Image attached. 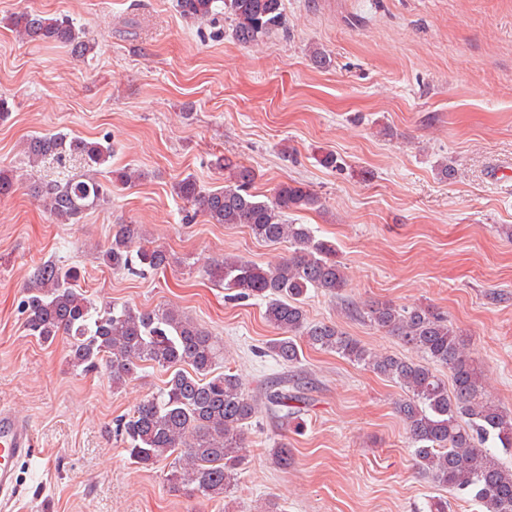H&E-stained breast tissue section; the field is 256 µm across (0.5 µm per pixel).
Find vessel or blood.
I'll use <instances>...</instances> for the list:
<instances>
[{
  "label": "vessel or blood",
  "mask_w": 512,
  "mask_h": 512,
  "mask_svg": "<svg viewBox=\"0 0 512 512\" xmlns=\"http://www.w3.org/2000/svg\"><path fill=\"white\" fill-rule=\"evenodd\" d=\"M34 446L29 421L10 406H0V501L14 497L17 487L15 464L28 458Z\"/></svg>",
  "instance_id": "1"
}]
</instances>
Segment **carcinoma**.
<instances>
[{
    "mask_svg": "<svg viewBox=\"0 0 512 512\" xmlns=\"http://www.w3.org/2000/svg\"><path fill=\"white\" fill-rule=\"evenodd\" d=\"M177 7L194 20L224 11L236 40L245 45L263 41L285 24L284 0H177ZM11 23L24 41L59 43L78 56L92 49L84 31L68 20L22 12ZM112 153L108 138L91 141L63 132L31 136L24 145L30 166L79 168L62 179L34 184V196L57 223H79L108 196L98 174ZM214 166L229 173L224 187L207 190L188 175L176 184V194L212 224H242L260 241L287 242L293 248L289 257L266 268L226 256L205 270L235 298L265 302V318L281 334L267 346L274 359L288 367L299 363L302 340L395 381L407 393L398 412L421 474L437 487L472 497L482 512H512V467L492 451L512 452V411L484 396L480 367L462 334L429 307H370V323L406 349L399 356L372 351L334 323L308 321L304 303L310 290L336 296L347 285L334 244L286 219L289 210L321 208V197L293 182L280 185L272 201H260L248 192L252 169L225 155ZM139 179L130 167L112 171L113 183L121 186ZM102 259L116 273L161 271L170 265L168 252L147 245L136 224L113 225ZM76 280L75 269L51 259L34 266L21 301L28 335L47 344L67 336L72 367L89 373L104 364L115 388L135 378L142 362L176 368L157 395L116 420L114 433L133 462L144 467L170 462L167 480L173 486L209 501L226 497L243 464L247 424L263 409L288 417L300 397L288 390L286 380L252 396L237 374H213L224 359L221 341L182 311L116 304L99 309L76 288ZM434 365L448 370L451 383L439 377Z\"/></svg>",
    "mask_w": 512,
    "mask_h": 512,
    "instance_id": "obj_1",
    "label": "carcinoma"
}]
</instances>
